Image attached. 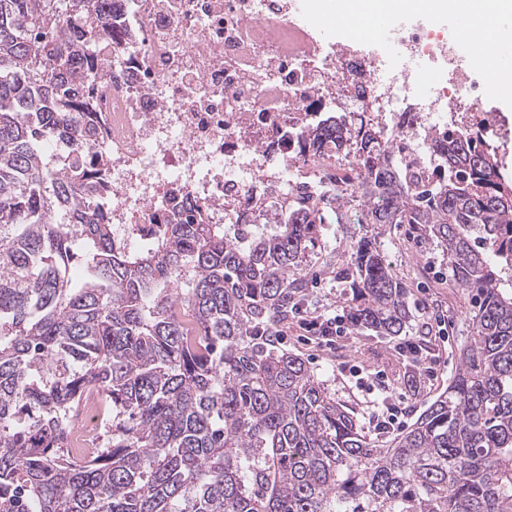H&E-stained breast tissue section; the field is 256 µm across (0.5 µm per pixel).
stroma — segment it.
<instances>
[{
	"label": "stroma",
	"mask_w": 512,
	"mask_h": 512,
	"mask_svg": "<svg viewBox=\"0 0 512 512\" xmlns=\"http://www.w3.org/2000/svg\"><path fill=\"white\" fill-rule=\"evenodd\" d=\"M364 233L377 235L391 275L406 290L409 328L403 336L351 328L325 343L301 323L345 309L352 296L346 276L351 240ZM307 271L312 292L281 325L282 345L306 361L371 442L385 444L409 428L456 375L459 353L470 342L468 291L454 282L440 247L418 224L324 225Z\"/></svg>",
	"instance_id": "35a3bbf8"
}]
</instances>
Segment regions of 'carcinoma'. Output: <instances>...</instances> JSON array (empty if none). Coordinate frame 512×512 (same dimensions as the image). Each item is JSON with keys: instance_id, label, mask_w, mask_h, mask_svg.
<instances>
[{"instance_id": "1", "label": "carcinoma", "mask_w": 512, "mask_h": 512, "mask_svg": "<svg viewBox=\"0 0 512 512\" xmlns=\"http://www.w3.org/2000/svg\"><path fill=\"white\" fill-rule=\"evenodd\" d=\"M112 2L0 0V512H512V172L494 149L450 133L422 171L338 102L277 214L177 211L133 248L84 160ZM323 224H424L471 294L448 391L387 445L279 341ZM352 250L355 327L402 335L376 240ZM91 388L110 422L77 458L68 417Z\"/></svg>"}]
</instances>
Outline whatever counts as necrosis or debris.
Segmentation results:
<instances>
[{
	"instance_id": "1",
	"label": "necrosis or debris",
	"mask_w": 512,
	"mask_h": 512,
	"mask_svg": "<svg viewBox=\"0 0 512 512\" xmlns=\"http://www.w3.org/2000/svg\"><path fill=\"white\" fill-rule=\"evenodd\" d=\"M296 0H116L104 74L90 91L115 233L151 238L171 212L203 207L211 223L275 204L309 163L302 137L359 86L404 154L435 165L431 143L470 128L476 59L439 18L397 16L389 49L357 31L333 42ZM70 437L98 445L103 407L82 402Z\"/></svg>"
}]
</instances>
